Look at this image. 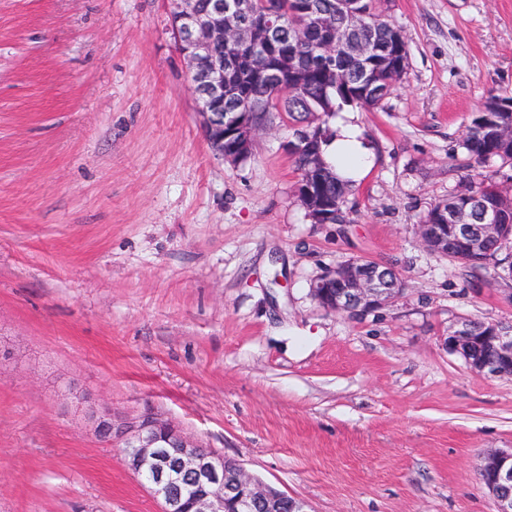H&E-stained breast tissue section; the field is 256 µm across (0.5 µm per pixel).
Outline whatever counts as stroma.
I'll list each match as a JSON object with an SVG mask.
<instances>
[{
	"label": "stroma",
	"instance_id": "obj_1",
	"mask_svg": "<svg viewBox=\"0 0 512 512\" xmlns=\"http://www.w3.org/2000/svg\"><path fill=\"white\" fill-rule=\"evenodd\" d=\"M170 0H0V512H159L122 449L53 384L150 405L311 512H494L483 456L512 448V379L471 371L458 321H512V281L431 254L416 224L466 182L460 146L512 92V0H386L401 86L355 109L373 154L350 223L294 195L276 112L214 155ZM394 264L363 319L308 294L327 268Z\"/></svg>",
	"mask_w": 512,
	"mask_h": 512
}]
</instances>
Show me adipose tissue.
<instances>
[{
	"label": "adipose tissue",
	"mask_w": 512,
	"mask_h": 512,
	"mask_svg": "<svg viewBox=\"0 0 512 512\" xmlns=\"http://www.w3.org/2000/svg\"><path fill=\"white\" fill-rule=\"evenodd\" d=\"M335 131V139L323 149L324 156L340 179L358 182L373 164L368 149L362 143L361 129L352 115L345 114L337 118Z\"/></svg>",
	"instance_id": "obj_1"
}]
</instances>
